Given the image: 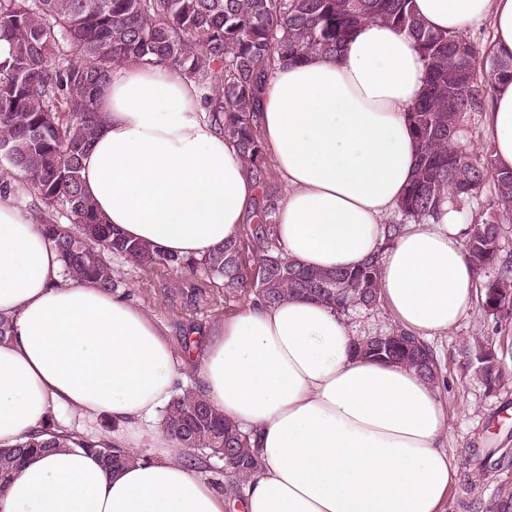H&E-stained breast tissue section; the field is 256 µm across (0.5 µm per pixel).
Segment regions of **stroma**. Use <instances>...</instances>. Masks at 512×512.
Wrapping results in <instances>:
<instances>
[{
  "label": "stroma",
  "mask_w": 512,
  "mask_h": 512,
  "mask_svg": "<svg viewBox=\"0 0 512 512\" xmlns=\"http://www.w3.org/2000/svg\"><path fill=\"white\" fill-rule=\"evenodd\" d=\"M112 264L119 279L117 294L165 328L179 362L191 337L234 316L257 297L251 281L228 295L221 281L201 270L190 274L163 266L141 268L121 258ZM476 339L489 343L500 360L504 384L496 393H487L474 372L461 368L463 345ZM427 344L441 367L438 391L447 411L442 443L455 461L447 512H486L498 490L512 491V467L483 474L466 467L464 455L470 448H512V321L489 316L477 301L453 329Z\"/></svg>",
  "instance_id": "1"
}]
</instances>
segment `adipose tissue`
Returning <instances> with one entry per match:
<instances>
[{
  "label": "adipose tissue",
  "instance_id": "adipose-tissue-1",
  "mask_svg": "<svg viewBox=\"0 0 512 512\" xmlns=\"http://www.w3.org/2000/svg\"><path fill=\"white\" fill-rule=\"evenodd\" d=\"M433 29L466 36L489 21L512 55V0H415ZM426 63L414 40L364 22L336 56L276 66L259 126L284 180L273 237L301 267L346 270L380 255L381 299L416 337L447 333L471 309L475 275L458 214L386 219L415 173L407 114ZM202 91L164 65L127 64L98 101L82 164L85 195L123 236L204 259L254 220L257 184L235 143L201 105ZM498 167L512 169V80L487 111ZM0 447L38 433L56 410L112 417V444L147 447L115 472L75 445L35 457L12 478L0 512H226L200 472L174 460L152 420L175 394L169 341L140 308L92 280L62 274L30 213L0 197ZM325 304L254 301L206 331L188 362L196 387L243 432L261 469L242 512H445L454 457L445 407L414 370L361 358Z\"/></svg>",
  "mask_w": 512,
  "mask_h": 512
}]
</instances>
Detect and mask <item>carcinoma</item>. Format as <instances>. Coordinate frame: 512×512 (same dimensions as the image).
Masks as SVG:
<instances>
[{"mask_svg": "<svg viewBox=\"0 0 512 512\" xmlns=\"http://www.w3.org/2000/svg\"><path fill=\"white\" fill-rule=\"evenodd\" d=\"M378 19L416 43L428 80L408 112L418 143L413 181L398 212L416 224L439 218L447 202L458 212L479 200L486 182L493 192L472 215L463 246L475 277L490 266L498 276L484 284L482 307L512 320V266L501 263L503 225L512 223V170L496 167L490 147L476 154L464 140L466 117L486 111L497 84L512 79V56L498 55L467 37L430 28L412 0H0V188L34 195L40 226L58 253L63 273L117 288L107 256L140 267L203 269L233 294L248 280L240 241L229 240L203 260L167 256L114 231L82 189L83 158L97 131V98L123 64H164L197 82L209 115L233 139L259 185L267 180L257 135V113L271 70L309 53L334 55L367 20ZM276 203L257 211L252 238L258 297L266 303L302 296L342 315L380 303V260L373 256L348 270L304 269L269 246ZM66 219L62 223L55 215ZM354 353L399 363L438 385L440 368L430 349L396 330L364 336ZM463 365L493 391L501 378L496 351L476 342L462 349ZM164 430L181 448V462L205 472L224 462L229 495L261 468L258 450L238 426L192 389H182L165 408ZM51 418L39 433L0 449V491L26 461L65 445ZM75 444L99 453L109 469L136 457L122 448L78 437ZM483 470L512 464V448H472Z\"/></svg>", "mask_w": 512, "mask_h": 512, "instance_id": "cac0c4a2", "label": "carcinoma"}]
</instances>
